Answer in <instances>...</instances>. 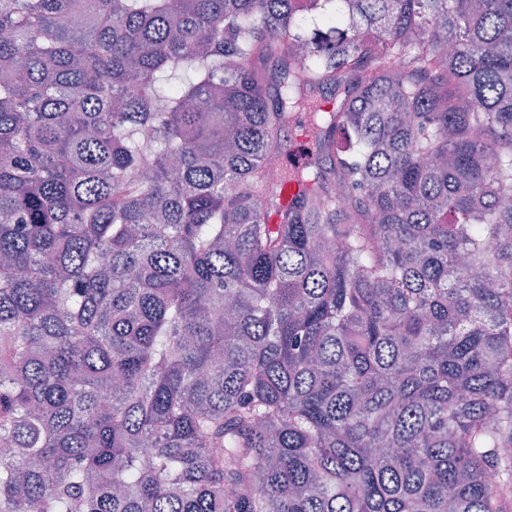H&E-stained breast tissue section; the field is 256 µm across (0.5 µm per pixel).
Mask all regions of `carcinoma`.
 Segmentation results:
<instances>
[{"instance_id": "cac0c4a2", "label": "carcinoma", "mask_w": 512, "mask_h": 512, "mask_svg": "<svg viewBox=\"0 0 512 512\" xmlns=\"http://www.w3.org/2000/svg\"><path fill=\"white\" fill-rule=\"evenodd\" d=\"M508 200L512 0H0V512H512ZM286 150L293 155L296 160V168L307 167L315 158L316 147L308 137H300L295 142L289 144Z\"/></svg>"}]
</instances>
